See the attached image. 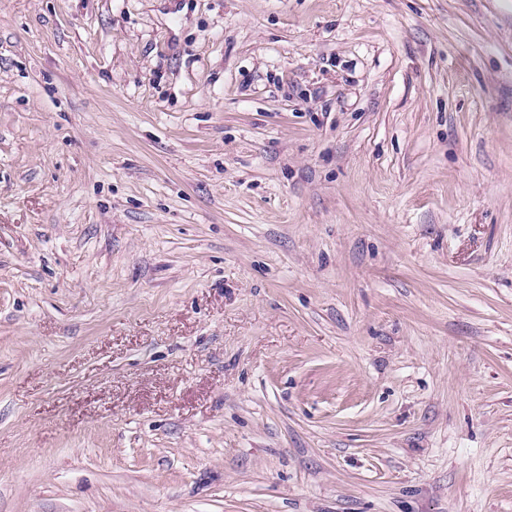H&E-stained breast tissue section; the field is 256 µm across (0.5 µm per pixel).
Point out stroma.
Returning a JSON list of instances; mask_svg holds the SVG:
<instances>
[{"label":"stroma","mask_w":512,"mask_h":512,"mask_svg":"<svg viewBox=\"0 0 512 512\" xmlns=\"http://www.w3.org/2000/svg\"><path fill=\"white\" fill-rule=\"evenodd\" d=\"M0 512H512V0H0Z\"/></svg>","instance_id":"1"}]
</instances>
